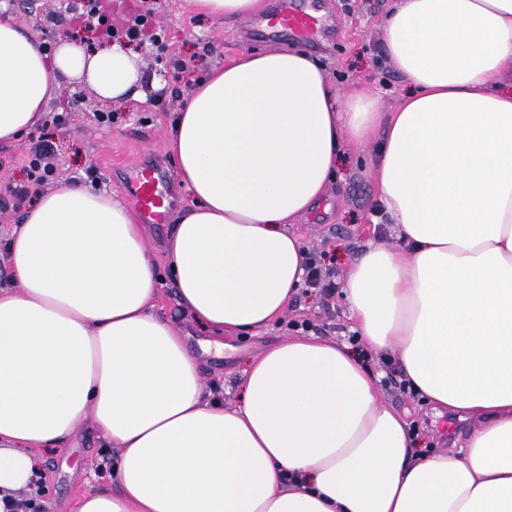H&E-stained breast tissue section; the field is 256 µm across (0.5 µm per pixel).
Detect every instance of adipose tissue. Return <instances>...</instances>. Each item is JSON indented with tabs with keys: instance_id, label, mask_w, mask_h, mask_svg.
Here are the masks:
<instances>
[{
	"instance_id": "adipose-tissue-1",
	"label": "adipose tissue",
	"mask_w": 512,
	"mask_h": 512,
	"mask_svg": "<svg viewBox=\"0 0 512 512\" xmlns=\"http://www.w3.org/2000/svg\"><path fill=\"white\" fill-rule=\"evenodd\" d=\"M384 42L410 86L393 112L363 88L339 100L301 51L248 50L193 87L167 142L192 202L164 250L186 314L221 337L287 310L306 258L287 225L323 197L342 142L384 128L374 177L401 243L346 271L359 350L285 340L225 407L154 311L155 258L126 203L59 180L7 240L0 506L87 420L119 451L117 487L72 512H512V0H396ZM61 75L106 104L146 98L124 43L62 36L50 58L0 18V140L43 122ZM365 352L472 420L457 449L419 451Z\"/></svg>"
}]
</instances>
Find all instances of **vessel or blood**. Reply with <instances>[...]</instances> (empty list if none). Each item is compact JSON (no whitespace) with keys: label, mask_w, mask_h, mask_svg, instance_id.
Listing matches in <instances>:
<instances>
[{"label":"vessel or blood","mask_w":512,"mask_h":512,"mask_svg":"<svg viewBox=\"0 0 512 512\" xmlns=\"http://www.w3.org/2000/svg\"><path fill=\"white\" fill-rule=\"evenodd\" d=\"M260 25L268 33L286 34L311 43L323 20L299 6L297 0H281L279 9L261 20ZM121 187L142 223H166L171 203L166 169L144 162L133 165L125 170Z\"/></svg>","instance_id":"obj_1"}]
</instances>
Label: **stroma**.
<instances>
[{
  "label": "stroma",
  "mask_w": 512,
  "mask_h": 512,
  "mask_svg": "<svg viewBox=\"0 0 512 512\" xmlns=\"http://www.w3.org/2000/svg\"><path fill=\"white\" fill-rule=\"evenodd\" d=\"M112 27L86 32L77 25V15L65 0H9L12 17L27 32L43 37L45 32L63 35L93 51L107 31H120L126 18L150 10L149 30L164 31L163 45L137 41L132 45L140 58L143 86H150L157 70L168 74L163 91L148 94L146 102L112 106L111 124L96 121L102 107L84 83L59 77L58 97L50 104L53 112L63 113L65 125L53 132L56 144L57 175L83 181L87 167H96L98 188L120 191L124 166L144 157L160 155L168 172H175L173 158L166 148L169 128L188 97L194 83L204 79L210 68L229 63L242 50H263L271 43L288 48L294 40L277 41L245 34V20L211 19L193 12L189 0H109ZM392 0H321L325 13L336 25L309 53L325 68L339 96L356 87L367 88L379 101L381 111H393L408 90L406 80L387 61L383 42V21ZM30 136L11 143L0 142V286L6 285L8 255L6 241L14 224L19 223L26 204L7 190L27 180V154ZM375 142L345 146L336 177L313 212L289 225V233L303 242L308 252L320 256L335 278H342L347 264L357 257L367 242L385 247L398 243L395 225L375 223L378 201L370 172ZM162 286L157 310L184 334L187 344L200 357L206 391L223 398L225 404L238 399V381L248 361L268 347L288 338L313 335L349 341L352 322L339 295L324 296L307 290L290 302L284 315L270 327L255 334L225 337L223 349L210 345L208 332L195 325L178 304L177 288L167 267H160ZM370 366L381 375L379 399L383 406L399 412L415 431L420 447L438 452L453 449L471 423L457 413L435 415L420 403L411 390L395 384L391 367L383 360ZM97 438L90 423H82L68 450L40 451L39 483L49 512H69L72 502L93 487L105 483V462L111 457Z\"/></svg>",
  "instance_id": "35a3bbf8"
}]
</instances>
